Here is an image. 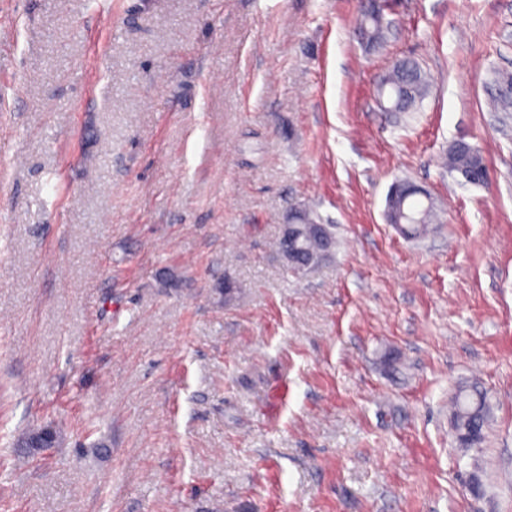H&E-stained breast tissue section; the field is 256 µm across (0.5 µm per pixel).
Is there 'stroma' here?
<instances>
[{
  "label": "stroma",
  "mask_w": 512,
  "mask_h": 512,
  "mask_svg": "<svg viewBox=\"0 0 512 512\" xmlns=\"http://www.w3.org/2000/svg\"><path fill=\"white\" fill-rule=\"evenodd\" d=\"M360 2L0 0V512H512V0H386L376 51ZM299 209L333 245L295 272ZM359 38L369 50H376L383 45L388 29L382 11L373 9L370 2L362 4ZM427 91V81L419 66L413 61H396L391 69L382 76L377 92L379 98L388 106L389 112H414ZM447 164L452 171L458 174L462 170L472 171L479 166H485L484 160L478 152H464L454 146L448 152ZM420 193L421 192L418 190V188H416L412 184L399 180L393 184L392 190L389 192V195L387 197L385 214H387L390 205L389 197L398 195L405 196V198L399 200L397 209L400 214L401 222H407L406 228L408 230V237L410 238H417L421 236L425 231V228H422V224H430L434 218L433 209L429 208V206L423 205L422 203L413 200V198L415 197L414 195ZM400 223L394 225L399 229V231L403 235L405 231V225ZM488 416L486 400L477 387L460 389L453 400L452 423L456 435L477 432L478 441L484 437V428ZM32 429H26L19 432L13 438V445L17 448L27 447L30 443V448H21L24 454H33L34 448H54L57 439L54 436L53 425L44 424L37 428V431L31 438ZM34 455V454H33Z\"/></svg>",
  "instance_id": "35a3bbf8"
}]
</instances>
